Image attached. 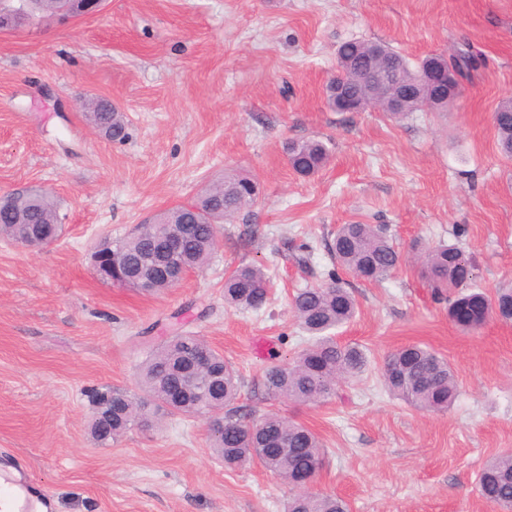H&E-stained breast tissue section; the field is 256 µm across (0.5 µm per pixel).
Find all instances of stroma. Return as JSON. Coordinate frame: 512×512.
<instances>
[{"label": "stroma", "instance_id": "1", "mask_svg": "<svg viewBox=\"0 0 512 512\" xmlns=\"http://www.w3.org/2000/svg\"><path fill=\"white\" fill-rule=\"evenodd\" d=\"M349 40L414 64L468 43L484 63L445 110L337 112L323 89ZM85 94L125 113V140L93 129ZM509 97L512 0H106L75 22L0 35V194L49 190L63 226L35 251L0 239V458L56 512H285L288 487L256 463L226 468L203 418L92 438L87 389L135 390L149 347L179 328L237 366L243 410L317 434L315 488L349 512H500L476 478L512 452V323L456 327L412 247L457 245L475 286L512 287V159L493 125ZM308 139L330 161L303 177L283 145ZM232 170L253 175L260 197L224 224L207 266L158 295L98 280L96 240L127 237ZM342 224L384 226L402 254L384 279L350 281L357 314L336 339L364 347L369 370L318 405L268 398L264 371L308 343L291 298L335 270L325 242ZM302 245L305 269L288 258ZM246 263L273 282L257 312L224 304L225 274ZM409 344L451 364L447 411L384 390L386 356Z\"/></svg>", "mask_w": 512, "mask_h": 512}]
</instances>
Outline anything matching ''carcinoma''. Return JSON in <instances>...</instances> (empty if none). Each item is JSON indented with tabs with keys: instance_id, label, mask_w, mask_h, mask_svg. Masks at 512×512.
I'll list each match as a JSON object with an SVG mask.
<instances>
[{
	"instance_id": "1",
	"label": "carcinoma",
	"mask_w": 512,
	"mask_h": 512,
	"mask_svg": "<svg viewBox=\"0 0 512 512\" xmlns=\"http://www.w3.org/2000/svg\"><path fill=\"white\" fill-rule=\"evenodd\" d=\"M58 13L57 0H36L34 10L18 14L19 23L42 24ZM376 42L351 40L342 43L336 58H366ZM483 56L467 44L449 56L431 55L425 66L443 61L450 73V94L456 96L461 82L470 81L482 65ZM86 117L102 135L112 140L126 137L122 112L102 97L88 99ZM501 152L512 158V99L493 114ZM291 168L302 176L318 173L329 160V148L321 140L292 141L285 145ZM259 189L250 176L224 173V179L207 185L186 204L157 216L159 223L112 242L105 237L94 253H112V283L142 293L158 294L173 284L156 279L148 285L147 264L155 239L167 225L190 223L181 240L184 268L200 269L210 260L218 242V224L232 221L256 204ZM57 203L43 190L6 193L0 196V235L52 241L58 237ZM336 263L353 277L376 281L389 275L401 262V252L381 227L372 224H342L328 245ZM422 276L439 301L448 303V318L463 330L483 325L486 314L512 320V288L497 289L494 297L472 286L473 267L464 251L439 243L422 252ZM271 280L261 264H242L224 277V303L243 311H258L269 301ZM294 317L308 335L309 344L290 362L265 370L262 385L270 398L297 404H316L336 394V385L364 373L368 360L357 345L341 344L332 331L350 322L356 302L342 278L331 275L321 285L300 289L292 299ZM207 355L204 369L193 367V357ZM382 378L386 389L422 411L447 409L457 393L454 372L447 359L418 345L396 350L386 359ZM137 385L142 394L111 388L90 390L92 404L112 401V419L90 422L93 438L105 444L131 426H147L167 415L210 414L209 447L233 468L251 462L280 478L293 493L286 512H348L346 502L335 495L312 491L305 486L315 481L325 462L319 438L305 425L278 413L258 418L243 414L235 406L241 375L224 356L200 337L177 333L151 348L140 365ZM481 497L512 512V452L490 460L478 475Z\"/></svg>"
}]
</instances>
